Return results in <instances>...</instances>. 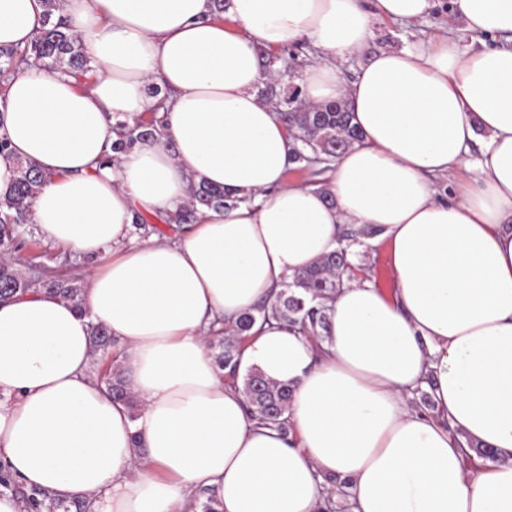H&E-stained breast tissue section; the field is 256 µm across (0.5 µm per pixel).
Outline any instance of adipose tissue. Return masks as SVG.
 <instances>
[{"mask_svg":"<svg viewBox=\"0 0 512 512\" xmlns=\"http://www.w3.org/2000/svg\"><path fill=\"white\" fill-rule=\"evenodd\" d=\"M443 3L478 50L443 33L341 80L373 18L418 22ZM63 11L96 75L82 88L37 63L11 76L0 196L18 161L38 163L44 240L105 261L82 309L42 290L0 304V464L89 512H194L199 486L220 512H323L330 475L348 481L347 512H512V0H228L221 20L212 0ZM43 14L42 0H0V46H24ZM304 41L318 57L297 79L306 102L345 100L363 133L322 187L287 181L291 138L257 94L279 75L258 47ZM159 105L160 134L104 163L115 120ZM196 182L241 202L134 241L135 213L175 210ZM345 224L378 229L396 288L347 284L318 345L254 327L240 367L292 387L285 437L246 415L208 342L336 249ZM94 323L122 348L137 414L90 374ZM427 378L434 412L410 409ZM467 437L496 462L466 469Z\"/></svg>","mask_w":512,"mask_h":512,"instance_id":"obj_1","label":"adipose tissue"}]
</instances>
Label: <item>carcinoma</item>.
<instances>
[{
    "mask_svg": "<svg viewBox=\"0 0 512 512\" xmlns=\"http://www.w3.org/2000/svg\"><path fill=\"white\" fill-rule=\"evenodd\" d=\"M43 2V27L33 39L24 47L0 48V86L31 60L49 71L73 77L80 86L93 78L96 67L87 55L81 37L66 27L61 16V0ZM288 76L291 80L287 82H263L259 95L276 105L288 127L292 138L291 163L294 169L310 177H318L323 173L320 165L334 163L337 156L360 141L362 134L351 123L346 102L333 101L306 108L302 102V91L292 81L295 71H289ZM162 123L163 117L156 112L131 122L116 121L112 125L115 139L112 141L111 153L105 156L103 162H118L121 155L130 151L139 141L155 137ZM18 167L19 175L13 189L0 197L1 254L20 252L30 247L31 240L25 236L24 228L32 223L31 203L40 187L50 179L49 173L30 160L18 162ZM240 201L241 198L224 192L222 187L199 184L192 187L187 203L169 213L165 222L181 230L195 223L201 207L218 210L229 203ZM375 235L376 231L368 226L348 230L336 251L282 282V288L271 308L241 314L233 325L224 327V332L216 334L211 340V348L215 350L220 369L227 371L232 381L241 383L250 415L285 436L291 433L284 413L292 399L293 390L286 384L267 381L256 370L240 373L243 343L250 337V331L258 320L267 322L271 317L304 336H316L319 330L326 329L328 317L323 301L331 298L342 287L343 275L351 266V248L365 245V239ZM38 258V254L31 257L29 273L26 275L10 264H0V302L39 288L70 303L78 312H84L82 287L78 280L72 276H49L48 269L38 262ZM91 336L96 348L103 352L114 344L109 331L101 325H91ZM102 381L107 384L114 400L130 408L134 407L120 370L106 372ZM0 487L18 495L33 512H88L83 500L57 501L44 491L25 489L6 474H0Z\"/></svg>",
    "mask_w": 512,
    "mask_h": 512,
    "instance_id": "carcinoma-1",
    "label": "carcinoma"
}]
</instances>
